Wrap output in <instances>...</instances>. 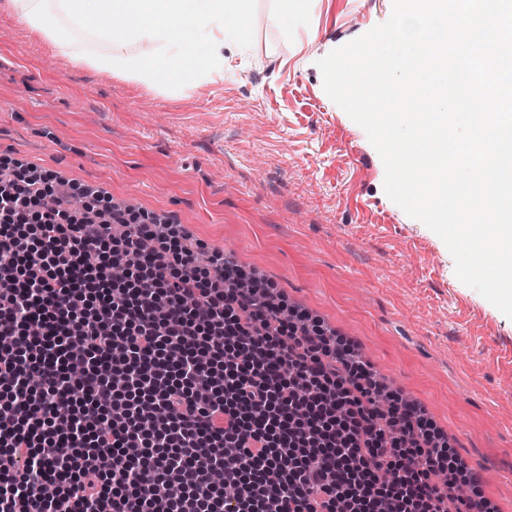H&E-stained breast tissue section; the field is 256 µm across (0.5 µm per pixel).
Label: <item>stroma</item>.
<instances>
[{
	"mask_svg": "<svg viewBox=\"0 0 512 512\" xmlns=\"http://www.w3.org/2000/svg\"><path fill=\"white\" fill-rule=\"evenodd\" d=\"M288 11V31L270 22ZM392 0H257L250 47L174 93L75 65L0 8V162L184 225L354 341L512 512V319L455 275L444 242L384 192L366 132L318 60ZM262 58L266 72L253 62Z\"/></svg>",
	"mask_w": 512,
	"mask_h": 512,
	"instance_id": "stroma-1",
	"label": "stroma"
}]
</instances>
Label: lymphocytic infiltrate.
Returning a JSON list of instances; mask_svg holds the SVG:
<instances>
[{"label":"lymphocytic infiltrate","mask_w":512,"mask_h":512,"mask_svg":"<svg viewBox=\"0 0 512 512\" xmlns=\"http://www.w3.org/2000/svg\"><path fill=\"white\" fill-rule=\"evenodd\" d=\"M84 194L0 185V512H497L352 343Z\"/></svg>","instance_id":"f902f5d3"}]
</instances>
